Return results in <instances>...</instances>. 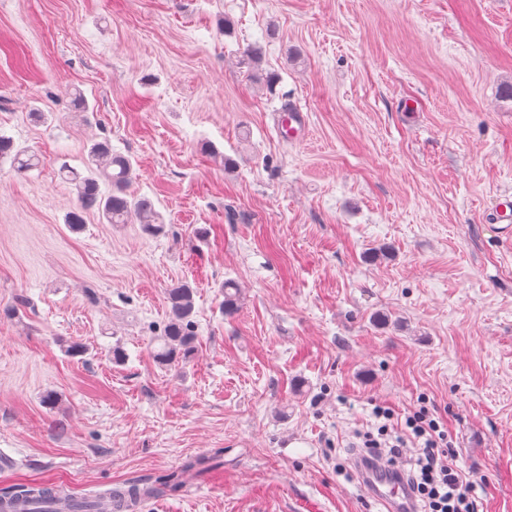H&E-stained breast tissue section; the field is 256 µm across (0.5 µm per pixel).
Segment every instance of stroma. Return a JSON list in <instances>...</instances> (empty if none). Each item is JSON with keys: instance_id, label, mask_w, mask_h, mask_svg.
<instances>
[{"instance_id": "35a3bbf8", "label": "stroma", "mask_w": 512, "mask_h": 512, "mask_svg": "<svg viewBox=\"0 0 512 512\" xmlns=\"http://www.w3.org/2000/svg\"><path fill=\"white\" fill-rule=\"evenodd\" d=\"M0 134L39 157L0 160V490L199 461L137 512H384L350 452L374 406L424 402L512 512V0H0ZM102 140L165 233L68 226L61 169ZM170 315L157 339L161 347L156 353L160 363L169 365L184 358L192 347L194 334L193 290L188 284L170 288L168 292Z\"/></svg>"}]
</instances>
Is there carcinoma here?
I'll use <instances>...</instances> for the list:
<instances>
[{
  "label": "carcinoma",
  "instance_id": "cac0c4a2",
  "mask_svg": "<svg viewBox=\"0 0 512 512\" xmlns=\"http://www.w3.org/2000/svg\"><path fill=\"white\" fill-rule=\"evenodd\" d=\"M88 174L63 168L66 180L76 194V207L67 223L77 228L83 224V214L96 211L109 224H127L136 219L144 230L151 235L165 231L162 215L156 211L151 200L130 192L133 164L129 157L112 152L106 141L92 144L88 152ZM12 158L18 172H27L36 168L39 158L25 150L15 147L13 140L0 136V158ZM110 186L106 193L101 192L99 180ZM223 288V311L231 314L238 308L240 293L236 286L226 281ZM170 315L158 338L161 347L156 353L160 363L169 365L186 356L195 339L193 290L187 284H180L169 289ZM178 483L170 478L151 486L141 487L134 483L112 490V497L122 502L126 499H141L157 496L174 489ZM60 490L53 485L28 487L20 485L0 494L6 499L10 512H54Z\"/></svg>",
  "mask_w": 512,
  "mask_h": 512
}]
</instances>
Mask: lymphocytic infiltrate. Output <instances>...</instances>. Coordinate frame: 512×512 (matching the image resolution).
<instances>
[{"label":"lymphocytic infiltrate","instance_id":"f902f5d3","mask_svg":"<svg viewBox=\"0 0 512 512\" xmlns=\"http://www.w3.org/2000/svg\"><path fill=\"white\" fill-rule=\"evenodd\" d=\"M383 423L375 437L366 438L368 448H383L387 465L409 462L405 475L411 487L415 512H479L476 483L458 466L448 440V430L427 407H419L401 426H393L390 408L375 409ZM415 445L414 458H407L408 445Z\"/></svg>","mask_w":512,"mask_h":512}]
</instances>
